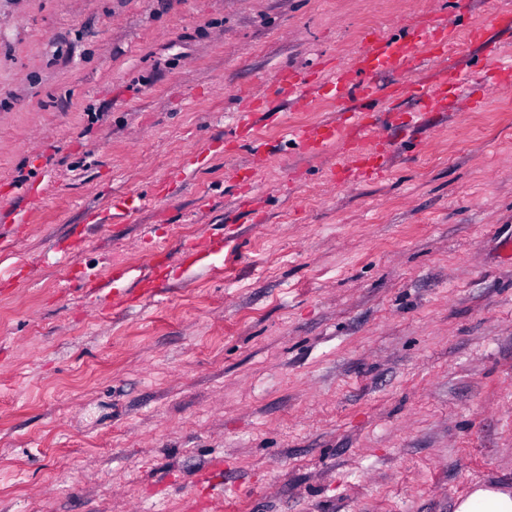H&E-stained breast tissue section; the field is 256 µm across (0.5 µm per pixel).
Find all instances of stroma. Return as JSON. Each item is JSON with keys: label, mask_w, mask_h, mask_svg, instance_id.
<instances>
[{"label": "stroma", "mask_w": 512, "mask_h": 512, "mask_svg": "<svg viewBox=\"0 0 512 512\" xmlns=\"http://www.w3.org/2000/svg\"><path fill=\"white\" fill-rule=\"evenodd\" d=\"M447 0H0V512H455L512 494V92L395 132L385 177L332 184L271 120L320 74ZM267 221L153 301L69 275L220 232L237 95ZM173 193L157 196L174 170ZM82 229L73 254L53 242ZM221 498L188 510L199 472ZM281 89L295 95L293 100L299 105H308L317 97L324 83L312 82L305 78H299L295 71L285 70L279 76ZM263 110V101L248 92H241L238 97V112L236 114V126L234 135L237 139L251 140L255 142L253 145V168L258 167L260 162L268 156L262 152V142H257L253 137V129L257 117ZM75 282L78 283L81 290H84L85 294L94 295L97 297L102 307H108L111 304L110 293H103L107 285L102 283L101 279L88 276L81 277L78 281L68 280V287L70 288ZM512 496L489 489H477L457 504L456 512H511Z\"/></svg>", "instance_id": "obj_1"}]
</instances>
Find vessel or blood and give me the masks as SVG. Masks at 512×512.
Returning <instances> with one entry per match:
<instances>
[{
    "instance_id": "b4317fda",
    "label": "vessel or blood",
    "mask_w": 512,
    "mask_h": 512,
    "mask_svg": "<svg viewBox=\"0 0 512 512\" xmlns=\"http://www.w3.org/2000/svg\"><path fill=\"white\" fill-rule=\"evenodd\" d=\"M460 35L456 24L441 15H434L417 22L406 39L395 41L387 37L367 35L363 46L349 61L331 68L329 81L337 95L349 101L350 106L341 118L320 121L310 125H284L289 139L297 142L304 153L315 157L325 153L335 144H343L349 162L342 181L354 185L366 178H379L389 169L386 152L378 150L374 141L379 127L371 120L375 104L381 98L395 101L411 96L417 104L405 124L413 129L433 113L448 109L449 98L464 102L471 110L483 109L487 95L475 94L472 85L476 74L456 66L457 45ZM390 71L404 78L403 84L386 87L377 82L379 73ZM483 72L492 73L497 86L512 85V61L506 59L501 48L485 53ZM282 90L293 94L297 104L307 105L316 98L320 83L299 78L295 71L286 70L279 76ZM263 102L254 94L243 92L238 97V112L234 135L242 140H252L253 129ZM237 209L228 216L231 224L240 219L251 223H265L263 197L253 180L237 183ZM234 240L229 232L204 233L193 243L181 245L180 262L196 265L222 255ZM153 269L132 266L113 267L107 279L83 277L78 281L81 290L98 298L102 306L126 305L156 292ZM122 283V290L106 293V282Z\"/></svg>"
}]
</instances>
